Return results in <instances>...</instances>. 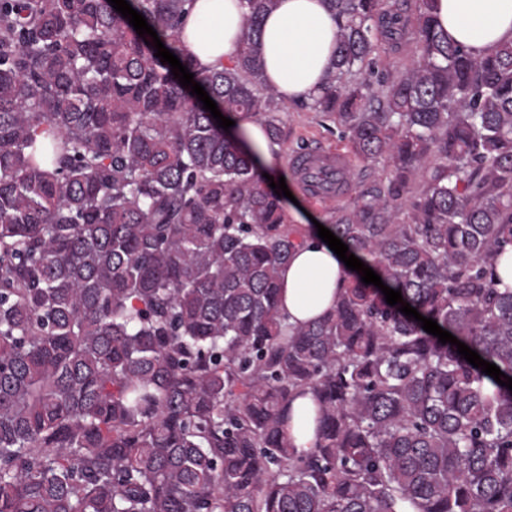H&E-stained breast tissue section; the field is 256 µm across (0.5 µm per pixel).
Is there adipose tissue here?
<instances>
[{"label": "adipose tissue", "instance_id": "obj_1", "mask_svg": "<svg viewBox=\"0 0 512 512\" xmlns=\"http://www.w3.org/2000/svg\"><path fill=\"white\" fill-rule=\"evenodd\" d=\"M438 22L449 39L480 58L512 42V0H436ZM241 0H190L180 30V54L207 70L233 63L244 24ZM338 23L328 0H277L262 23L260 52L267 85L294 105L317 95L334 69ZM229 134L253 158L259 173L279 174V147L265 126L236 115ZM349 270L317 233L308 234L281 271V305L292 325L330 311ZM316 406L311 396L291 403L288 433L298 452L315 448Z\"/></svg>", "mask_w": 512, "mask_h": 512}]
</instances>
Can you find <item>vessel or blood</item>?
<instances>
[{
  "label": "vessel or blood",
  "instance_id": "b4317fda",
  "mask_svg": "<svg viewBox=\"0 0 512 512\" xmlns=\"http://www.w3.org/2000/svg\"><path fill=\"white\" fill-rule=\"evenodd\" d=\"M292 163L304 176L305 191L313 202L342 197L352 187L346 175L353 165L341 148H315L295 155Z\"/></svg>",
  "mask_w": 512,
  "mask_h": 512
}]
</instances>
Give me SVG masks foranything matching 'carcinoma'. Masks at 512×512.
Returning <instances> with one entry per match:
<instances>
[{"label":"carcinoma","instance_id":"cac0c4a2","mask_svg":"<svg viewBox=\"0 0 512 512\" xmlns=\"http://www.w3.org/2000/svg\"><path fill=\"white\" fill-rule=\"evenodd\" d=\"M164 46L188 0H127ZM336 71L305 107L386 175L331 230L512 378V42L476 59L414 0H328ZM227 114L278 102L243 0ZM108 0H0V512H512V391L350 275L293 327L280 271L308 229ZM317 406V447L284 432ZM407 16L410 19L407 25L406 33L401 45L396 52H388L381 54L379 67L385 69L390 74H397L399 71H403L407 68L416 55V42L411 35L412 28H414L413 15L411 11L407 12ZM288 433L299 453L316 448V406L311 395L298 397L291 403Z\"/></svg>","mask_w":512,"mask_h":512}]
</instances>
